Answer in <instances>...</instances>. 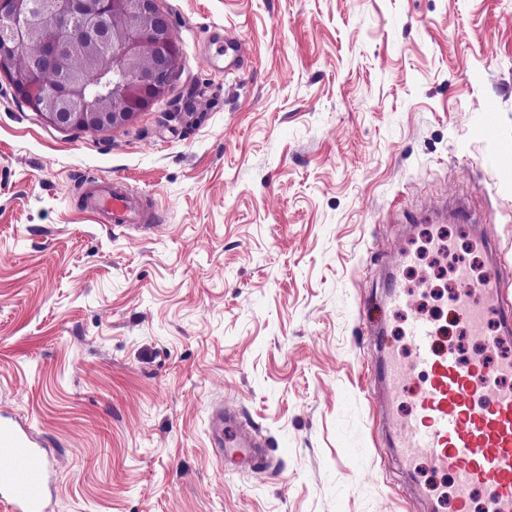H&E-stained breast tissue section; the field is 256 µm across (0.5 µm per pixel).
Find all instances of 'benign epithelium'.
Wrapping results in <instances>:
<instances>
[{
    "label": "benign epithelium",
    "mask_w": 512,
    "mask_h": 512,
    "mask_svg": "<svg viewBox=\"0 0 512 512\" xmlns=\"http://www.w3.org/2000/svg\"><path fill=\"white\" fill-rule=\"evenodd\" d=\"M30 7V0H0V73L11 75L17 96L36 109L45 125L59 131L107 133L132 123L171 91L179 46L159 0H65L52 8L46 33L21 72L13 24ZM111 26L126 29L122 47L94 59L76 70L70 83L54 88L60 97L81 99L82 111L63 112L40 103L41 78L73 69L79 49L104 40ZM109 74L112 88L103 100L94 88Z\"/></svg>",
    "instance_id": "7a95c632"
}]
</instances>
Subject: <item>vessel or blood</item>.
<instances>
[{
	"mask_svg": "<svg viewBox=\"0 0 512 512\" xmlns=\"http://www.w3.org/2000/svg\"><path fill=\"white\" fill-rule=\"evenodd\" d=\"M211 63L241 67L239 42L209 38ZM85 207L113 226L140 225L137 196L121 180L92 184ZM492 266L474 281L467 266L456 267L459 287L454 300L470 313L468 330L482 348L463 357L454 343H441L433 317L416 314L406 325L411 360L402 363L382 351L374 376L390 384L399 398L407 378H416L413 410L388 423L386 439L402 463L415 468L429 462L452 477L453 512H512V304L504 297L497 243H486ZM226 457L254 470L272 461L255 437L235 440ZM53 464L43 443L28 426L0 415V503L8 512H47Z\"/></svg>",
	"mask_w": 512,
	"mask_h": 512,
	"instance_id": "b4317fda",
	"label": "vessel or blood"
}]
</instances>
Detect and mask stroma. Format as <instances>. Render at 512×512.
I'll return each mask as SVG.
<instances>
[{
    "mask_svg": "<svg viewBox=\"0 0 512 512\" xmlns=\"http://www.w3.org/2000/svg\"><path fill=\"white\" fill-rule=\"evenodd\" d=\"M161 3L178 76L127 126L57 131L0 74V413L54 458L51 512H425L445 478L385 445L412 398L370 379L360 307L394 268L399 358L411 312L462 335L436 240L477 278L496 241L512 296V0ZM91 178L151 225L93 219ZM225 412L274 470L225 461ZM210 48V61L215 68L222 70L223 68L218 66V61L224 60V70H239L241 68V55L239 49V42L236 38L224 37V41L214 38L211 36L208 39ZM214 46V51L212 47Z\"/></svg>",
    "mask_w": 512,
    "mask_h": 512,
    "instance_id": "35a3bbf8",
    "label": "stroma"
}]
</instances>
